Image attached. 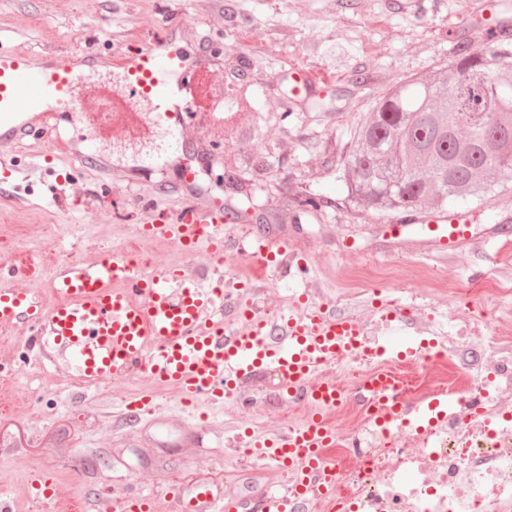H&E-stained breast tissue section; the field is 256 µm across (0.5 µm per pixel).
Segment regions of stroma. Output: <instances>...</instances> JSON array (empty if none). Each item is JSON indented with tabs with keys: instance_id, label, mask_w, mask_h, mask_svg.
<instances>
[{
	"instance_id": "1",
	"label": "stroma",
	"mask_w": 512,
	"mask_h": 512,
	"mask_svg": "<svg viewBox=\"0 0 512 512\" xmlns=\"http://www.w3.org/2000/svg\"><path fill=\"white\" fill-rule=\"evenodd\" d=\"M176 23L198 32L187 54L217 61L211 86L223 93L225 109L224 124L212 137L223 146V160L200 169L198 182L246 215V222L225 225L228 238L252 225L286 237L308 260L316 301L359 320L374 318L376 299L403 310L408 334L428 321L451 332L459 317L482 310L491 314L489 332L497 331L499 314L512 312V295L495 291L497 284L512 285L503 245L442 257L421 237L391 239L382 230L390 216L351 201L339 170L355 127L378 99L402 81L446 67L457 42L482 50L491 45V32L512 30V0H0V41L36 58L50 52L67 61L82 49L108 54L150 42ZM300 75L311 76L313 86L296 95ZM317 98L336 105L310 109ZM23 143L53 154L54 167L70 174V194L54 200L50 177L16 201L12 184L0 182V261L15 270L0 279V289L53 302L58 263L132 247L137 200L164 208L179 200L175 174L153 164L142 165L134 189L110 183L107 166L135 162L121 137L103 141L106 167L90 172L57 151L53 136L37 134ZM228 169L238 187L225 186ZM306 196L323 199V207L302 213L299 201ZM448 207L467 212L477 234L512 226V189L478 201L459 198ZM245 268L262 283L254 296L267 317L290 310L291 291L302 280L263 272L257 261L226 252L225 277ZM475 269L483 278L472 280ZM472 284L482 295L462 294ZM69 377L66 369L46 373L29 361L16 380L29 412L0 407V421L24 429L26 465L44 470L58 495L73 493L84 502L149 490L159 512H174L172 486L228 479L241 497L237 512H251V497L281 486L278 471L242 462L232 450L243 429L275 435L292 422L294 405L268 389L265 377L249 385V409L228 399L223 412L204 424L181 412L176 394L159 391L146 373L115 377L89 392L69 385ZM105 397L111 409L101 407ZM143 397L170 419L154 430L159 445L150 450L137 442L145 421L124 415L126 404Z\"/></svg>"
}]
</instances>
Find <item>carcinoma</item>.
Returning a JSON list of instances; mask_svg holds the SVG:
<instances>
[{"label": "carcinoma", "instance_id": "1", "mask_svg": "<svg viewBox=\"0 0 512 512\" xmlns=\"http://www.w3.org/2000/svg\"><path fill=\"white\" fill-rule=\"evenodd\" d=\"M453 91H448V87ZM343 163L350 195L380 214L451 198L480 199L512 184V40L455 45L444 70L378 100Z\"/></svg>", "mask_w": 512, "mask_h": 512}]
</instances>
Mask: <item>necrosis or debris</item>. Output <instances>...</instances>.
I'll use <instances>...</instances> for the list:
<instances>
[{
	"label": "necrosis or debris",
	"mask_w": 512,
	"mask_h": 512,
	"mask_svg": "<svg viewBox=\"0 0 512 512\" xmlns=\"http://www.w3.org/2000/svg\"><path fill=\"white\" fill-rule=\"evenodd\" d=\"M484 323L472 318L452 336L437 335L434 323L421 325L419 335L435 350L407 364L338 359L339 388L388 369L404 378L410 401L450 397L458 409L432 433L413 426L384 433L366 411L339 403L336 414L357 424L337 430L324 449L336 491L310 494L307 512H512V336L484 335Z\"/></svg>",
	"instance_id": "4bbe7bcc"
}]
</instances>
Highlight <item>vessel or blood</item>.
<instances>
[{"label": "vessel or blood", "instance_id": "vessel-or-blood-1", "mask_svg": "<svg viewBox=\"0 0 512 512\" xmlns=\"http://www.w3.org/2000/svg\"><path fill=\"white\" fill-rule=\"evenodd\" d=\"M190 26L177 24L164 37L142 48L112 53L111 66L120 74L124 112H99L94 128L73 157L88 169L97 168L95 148L100 130H122L129 122L150 129L163 127L175 141L208 143L211 126L224 122V99L213 95L205 113L196 111V95L203 59L188 60L173 49L175 38L191 39ZM82 77L75 65L52 58L34 59L26 51L0 47V144L20 141L28 125L26 116L48 121L56 113L81 120L78 96ZM48 168L33 162L19 169L15 160L0 157V176L30 183L33 173ZM181 191L186 203L168 213L152 204L141 206L140 233L167 241L187 253L205 248L210 264H162L150 270L134 265L121 253L96 261L73 259L59 271L54 288L58 302L45 306L24 291L0 289V323H27L32 328L28 347L41 365L68 366L83 389L99 388L112 377L137 370L177 391L183 407L206 403L210 411L224 408L226 395L241 397L258 375L273 371L280 377L279 391L295 405L313 404L314 415L274 437L255 435L248 445L254 453L277 464L301 466L303 477L282 490L258 494L255 512H297L311 486L328 490L335 472L325 467L322 450L335 436L332 414L344 393L334 377L321 368L336 357L358 351L366 328L356 317L338 314L313 303L310 292L297 296L296 311L271 320L244 309L240 328L224 325V307L238 303L245 283L232 287L214 284L224 274V227L236 216L223 201L200 190L194 174L183 171ZM433 251L455 254L467 245L486 246L506 237L503 228L493 235L473 234L465 213L435 217L422 225ZM243 255L277 272H305L306 266L289 252L286 240L249 233L241 245ZM352 401L371 411L386 431L409 425L434 426L448 420L454 400L442 401L439 411L412 404L399 378L389 372L371 375L354 390ZM178 512H234L237 501L216 481H195L173 495ZM113 512H154L151 496L130 494L114 499Z\"/></svg>", "mask_w": 512, "mask_h": 512}]
</instances>
